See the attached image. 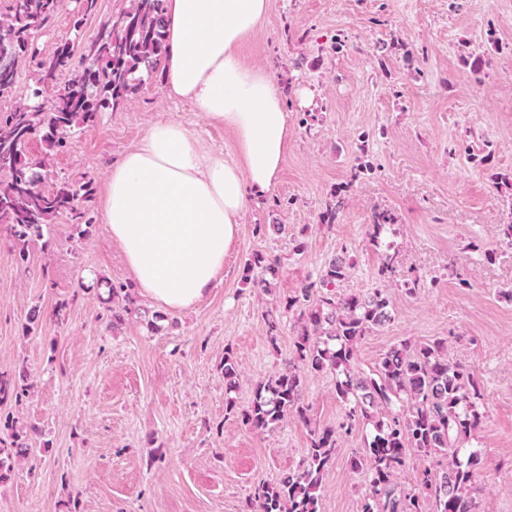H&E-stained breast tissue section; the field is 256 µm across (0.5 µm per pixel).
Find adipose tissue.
I'll return each instance as SVG.
<instances>
[{"label":"adipose tissue","mask_w":512,"mask_h":512,"mask_svg":"<svg viewBox=\"0 0 512 512\" xmlns=\"http://www.w3.org/2000/svg\"><path fill=\"white\" fill-rule=\"evenodd\" d=\"M267 10L268 0H164L165 90L231 129L237 156L225 158L180 122L159 119L109 170L104 222L153 306L183 311L207 297L245 214L277 182L285 103L270 74L237 53Z\"/></svg>","instance_id":"1"}]
</instances>
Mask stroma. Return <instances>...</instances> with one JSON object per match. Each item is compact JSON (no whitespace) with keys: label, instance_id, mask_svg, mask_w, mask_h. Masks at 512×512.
<instances>
[{"label":"stroma","instance_id":"stroma-1","mask_svg":"<svg viewBox=\"0 0 512 512\" xmlns=\"http://www.w3.org/2000/svg\"><path fill=\"white\" fill-rule=\"evenodd\" d=\"M129 5L98 0L78 30L63 9L39 47L82 46ZM238 53L282 94L288 150L275 187L246 213L222 281L195 308L159 320L137 296L116 325L84 282L93 271L132 284L101 199L113 161L153 120L180 121L203 146L235 155L233 132L170 97L162 77L53 160L47 183L91 182L87 228L59 216L21 252L0 227V375L28 374L25 397L0 406V438L10 437L9 417L36 450L0 480V512H245L256 485L299 465L309 434L292 415L254 430L240 413L255 382L292 357L289 297L339 256L349 269L336 293L381 288L393 306L391 322L360 342L361 366L394 345L444 338L450 360L473 372L486 414L467 442L480 453L479 512H512V247L501 235L512 186L495 181L512 173V0H269ZM479 54L489 64L476 73ZM382 210L395 218V271L385 277L369 236ZM257 251L275 261L268 291L247 278ZM409 273L425 283L413 295ZM60 305L63 319L52 318ZM35 307L45 316L33 322ZM228 348L241 370L231 412ZM335 381L306 374L303 401L317 426L344 417ZM341 444L321 512H361L368 489L348 463L363 431Z\"/></svg>","mask_w":512,"mask_h":512}]
</instances>
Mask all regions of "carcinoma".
<instances>
[{"instance_id":"cac0c4a2","label":"carcinoma","mask_w":512,"mask_h":512,"mask_svg":"<svg viewBox=\"0 0 512 512\" xmlns=\"http://www.w3.org/2000/svg\"><path fill=\"white\" fill-rule=\"evenodd\" d=\"M73 27L94 13L98 0H74ZM65 0H9L0 10V95L13 90L19 67L30 64L32 106L22 103L0 111V224L7 226L24 257L25 244L41 236L43 227L63 214L74 223L85 221L80 198H89L91 181L77 186L68 179L44 189L42 181L53 156L63 152L83 126L102 112L124 104L162 67L166 55L163 0H131L114 21L99 25L84 42L80 56L73 43L60 41L42 51L38 36L55 22ZM71 78L64 84L58 78ZM40 137L44 155L37 162L26 156V145ZM394 217L381 211L372 217V242L382 247L380 274L393 272L390 250ZM347 274L338 257L326 266L319 285L309 284L288 307H301V331L293 343L295 361L278 375L256 382L253 400L242 411L244 425L265 430L295 413L309 423L302 394L308 367L336 375V397L345 406L339 427L310 430V446L297 468L257 485L246 512H320L324 472L335 462L339 432L369 430L363 448L352 452L351 469L362 473L368 492L361 512H424L432 500L434 512H478L476 469L479 453L464 448L485 420L480 388L472 373L449 360L446 340L420 346L402 343L382 354L370 368L357 364L359 343L392 319V305L380 288L367 293L338 295L336 283ZM318 287L320 291L313 292ZM237 362L224 352L226 394L237 387ZM27 389L0 376V405L20 399ZM31 445L0 441V478L14 457H24ZM435 464L422 471L421 488L398 489L397 475L409 456Z\"/></svg>"}]
</instances>
